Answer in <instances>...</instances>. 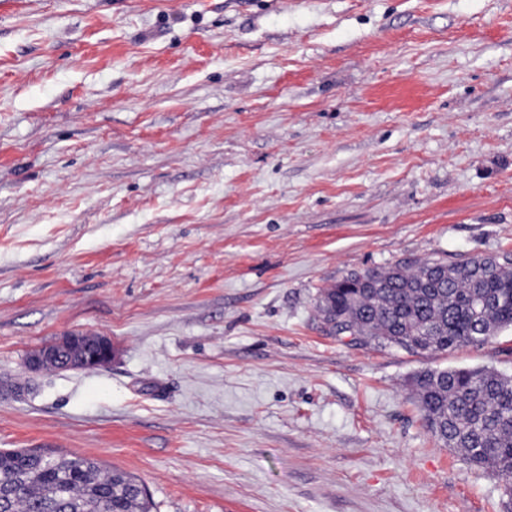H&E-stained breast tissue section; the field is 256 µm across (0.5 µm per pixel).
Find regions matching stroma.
<instances>
[{"instance_id": "1", "label": "stroma", "mask_w": 512, "mask_h": 512, "mask_svg": "<svg viewBox=\"0 0 512 512\" xmlns=\"http://www.w3.org/2000/svg\"><path fill=\"white\" fill-rule=\"evenodd\" d=\"M512 250V0H0V450L153 512H503L319 289ZM69 333L110 364L30 372ZM73 341L81 343L82 341H88L93 343L95 352L86 359H83L86 365L93 367H103L112 361V340L107 336H66L62 341ZM93 367H84L83 369L89 370Z\"/></svg>"}]
</instances>
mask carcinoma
Returning a JSON list of instances; mask_svg holds the SVG:
<instances>
[{
  "label": "carcinoma",
  "mask_w": 512,
  "mask_h": 512,
  "mask_svg": "<svg viewBox=\"0 0 512 512\" xmlns=\"http://www.w3.org/2000/svg\"><path fill=\"white\" fill-rule=\"evenodd\" d=\"M316 309L336 335L411 354L481 344L512 329V260L475 255L354 272L322 288ZM409 384L431 435L503 482L512 512V377L487 367L426 370ZM137 480L76 455L0 451V512H152Z\"/></svg>",
  "instance_id": "1"
}]
</instances>
